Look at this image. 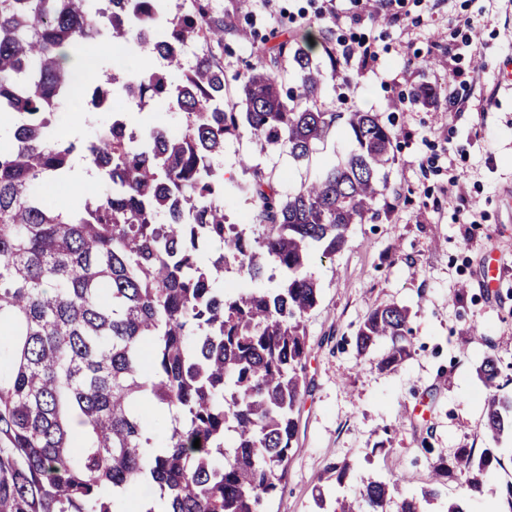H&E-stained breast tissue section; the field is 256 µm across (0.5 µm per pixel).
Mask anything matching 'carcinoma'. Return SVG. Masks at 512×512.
Segmentation results:
<instances>
[{"instance_id":"obj_1","label":"carcinoma","mask_w":512,"mask_h":512,"mask_svg":"<svg viewBox=\"0 0 512 512\" xmlns=\"http://www.w3.org/2000/svg\"><path fill=\"white\" fill-rule=\"evenodd\" d=\"M225 26L215 0H0V113L17 117L0 136V512H129L135 483L155 484L164 512H266L288 471L319 298L309 250L332 256L351 225L382 220L398 133L351 112L353 152L296 193L280 198L246 162L251 179L224 183L216 158L242 128L261 150L302 159L341 117L317 107L312 46L288 39L258 53L240 111H224ZM103 37L159 55L164 69L122 83L94 57L92 108L155 99L182 114L180 129L134 136L117 115L85 140L57 124L75 83L63 49ZM284 56L298 75L286 93ZM76 153L109 191L64 211L39 186L68 174ZM227 193L250 201L254 230L228 223ZM269 264L284 274L273 291L215 287L232 270L255 281ZM410 334L406 307L378 306L357 353L383 343L381 366L395 368L411 356ZM478 373L496 440L512 432V396L500 394L498 359ZM497 463L492 448L439 457L432 482L395 512H427L457 472L465 484L447 512H465ZM390 502V484L372 480L340 512Z\"/></svg>"}]
</instances>
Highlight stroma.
Listing matches in <instances>:
<instances>
[{"label": "stroma", "mask_w": 512, "mask_h": 512, "mask_svg": "<svg viewBox=\"0 0 512 512\" xmlns=\"http://www.w3.org/2000/svg\"><path fill=\"white\" fill-rule=\"evenodd\" d=\"M224 9V106L271 31L301 42L321 20L335 45L318 105L339 118L308 159L287 147L259 152L249 132L227 140L218 162L232 179L257 165L281 196L321 177L353 148L345 115L358 109L394 120L401 134L388 169L386 220L352 225L345 249L314 252L319 288L306 322V389L297 441L270 512H336L370 478L399 479L420 493L430 463L459 448L497 447L500 463L469 512H512V436L484 426L485 356L512 367V0H217ZM373 45L369 62L347 48ZM437 92L423 106L416 92ZM496 269L494 287L481 273ZM409 308L411 356L393 370L358 358L367 313ZM349 463L344 482L335 467Z\"/></svg>", "instance_id": "stroma-1"}]
</instances>
